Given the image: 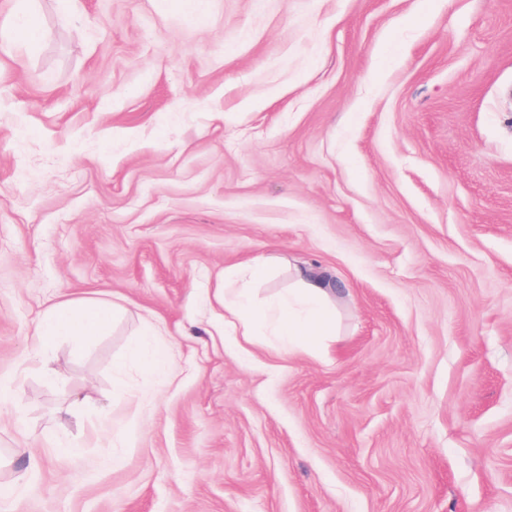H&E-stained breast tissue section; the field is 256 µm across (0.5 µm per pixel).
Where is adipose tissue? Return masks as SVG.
Here are the masks:
<instances>
[{
	"label": "adipose tissue",
	"mask_w": 512,
	"mask_h": 512,
	"mask_svg": "<svg viewBox=\"0 0 512 512\" xmlns=\"http://www.w3.org/2000/svg\"><path fill=\"white\" fill-rule=\"evenodd\" d=\"M267 272L268 265L264 262L225 271V280L238 286L235 301L224 305L226 324L239 330L247 342L262 329H272L287 350L317 344L323 337L331 335L333 293L320 270L313 266L295 269L293 286L287 294L258 304L251 297V288ZM115 313L111 306L57 305L38 326L37 341L45 346L61 336L89 338L98 335L106 329Z\"/></svg>",
	"instance_id": "obj_1"
}]
</instances>
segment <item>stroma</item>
I'll use <instances>...</instances> for the list:
<instances>
[{"label":"stroma","mask_w":512,"mask_h":512,"mask_svg":"<svg viewBox=\"0 0 512 512\" xmlns=\"http://www.w3.org/2000/svg\"><path fill=\"white\" fill-rule=\"evenodd\" d=\"M34 10L0 52V512H512V0ZM253 258L259 301L324 269L335 335L239 353ZM70 301L121 312L41 348Z\"/></svg>","instance_id":"1"}]
</instances>
